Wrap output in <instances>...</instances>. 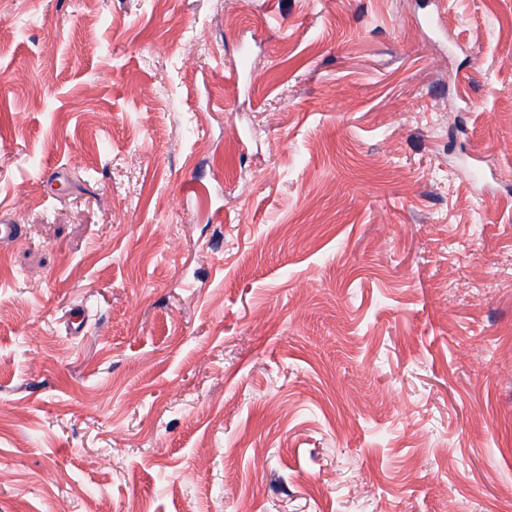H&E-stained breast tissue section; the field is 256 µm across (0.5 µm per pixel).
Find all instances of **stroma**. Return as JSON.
I'll list each match as a JSON object with an SVG mask.
<instances>
[{"label":"stroma","instance_id":"35a3bbf8","mask_svg":"<svg viewBox=\"0 0 512 512\" xmlns=\"http://www.w3.org/2000/svg\"><path fill=\"white\" fill-rule=\"evenodd\" d=\"M1 210L0 512H512V0H0Z\"/></svg>","mask_w":512,"mask_h":512}]
</instances>
